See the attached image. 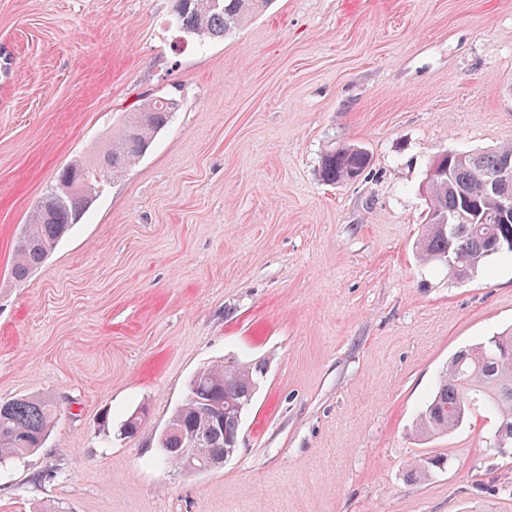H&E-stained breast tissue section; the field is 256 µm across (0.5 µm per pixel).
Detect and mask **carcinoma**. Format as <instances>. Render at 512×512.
Masks as SVG:
<instances>
[{
    "instance_id": "cac0c4a2",
    "label": "carcinoma",
    "mask_w": 512,
    "mask_h": 512,
    "mask_svg": "<svg viewBox=\"0 0 512 512\" xmlns=\"http://www.w3.org/2000/svg\"><path fill=\"white\" fill-rule=\"evenodd\" d=\"M174 20L188 37L200 40L224 38L248 18L261 12L270 0H174ZM178 103L150 98L129 113L112 134L105 154L110 157L109 174L118 176L146 153L154 136L163 130ZM512 145L478 152L448 153L450 175L429 176L425 190L428 212L424 233L416 248L424 261L443 265L456 279L472 276L495 255L512 250L494 249L497 241L512 236V223L492 220L499 197L483 185L481 173L493 172ZM368 154L359 147H329L322 157L320 175L332 184L359 177L369 166ZM95 162L75 161L62 167L45 194L60 184L89 180L70 194L50 198V205L33 211L25 224L23 240L17 244L12 272L24 279L37 268L71 229L75 215L88 205L85 190H97ZM471 206L469 224H438L442 214ZM266 363H217L203 367L188 381L182 404L169 423L176 426L160 435L161 460L183 468L181 449L188 448L195 462L224 463V449L238 440L242 416L251 406L263 379ZM494 415L492 444L512 447V334L493 336L457 351L440 376L435 392L422 410L416 432L422 437L448 434L458 429L475 406ZM59 410L50 400L16 397L0 402V467L41 447ZM444 465L442 457L415 460L409 471L413 480L428 476Z\"/></svg>"
}]
</instances>
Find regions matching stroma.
Instances as JSON below:
<instances>
[{
  "label": "stroma",
  "instance_id": "35a3bbf8",
  "mask_svg": "<svg viewBox=\"0 0 512 512\" xmlns=\"http://www.w3.org/2000/svg\"><path fill=\"white\" fill-rule=\"evenodd\" d=\"M171 8L0 0V401L61 410L0 471V512H512L484 413L415 432L452 355L512 329L511 255L459 281L415 252L433 157L512 144V0H272L203 42ZM157 95L170 124L15 280L57 171ZM342 144L371 170L330 185ZM226 359L267 363L237 452L158 462L188 380ZM418 456L448 464L414 481Z\"/></svg>",
  "mask_w": 512,
  "mask_h": 512
}]
</instances>
